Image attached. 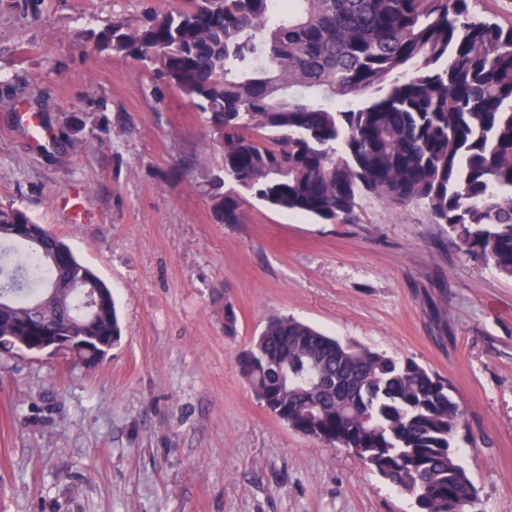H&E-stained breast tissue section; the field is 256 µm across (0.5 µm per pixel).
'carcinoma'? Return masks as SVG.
Instances as JSON below:
<instances>
[{
	"instance_id": "obj_1",
	"label": "carcinoma",
	"mask_w": 512,
	"mask_h": 512,
	"mask_svg": "<svg viewBox=\"0 0 512 512\" xmlns=\"http://www.w3.org/2000/svg\"><path fill=\"white\" fill-rule=\"evenodd\" d=\"M477 3L187 0L113 22L96 46L156 67L206 115L224 160L210 181L219 222L241 223L250 198L332 224L354 222L368 197L423 206L465 257L512 279V23ZM2 243L9 350L43 353L67 325L120 343L111 289L64 240L0 206ZM85 288L107 307L86 309ZM108 352L90 341L73 356L91 366ZM238 364L290 429L352 450L419 512H471L478 491L454 446L466 408L414 359L279 316Z\"/></svg>"
}]
</instances>
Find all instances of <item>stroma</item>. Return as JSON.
<instances>
[{
	"label": "stroma",
	"instance_id": "obj_1",
	"mask_svg": "<svg viewBox=\"0 0 512 512\" xmlns=\"http://www.w3.org/2000/svg\"><path fill=\"white\" fill-rule=\"evenodd\" d=\"M184 4L0 0V205L62 237L123 324L93 367L0 350V512H417L256 399L237 357L274 315L450 382L475 512H512V280L420 206L369 198L355 223L319 224L252 199L219 223L206 183L222 157L200 112L95 46L113 21Z\"/></svg>",
	"mask_w": 512,
	"mask_h": 512
}]
</instances>
